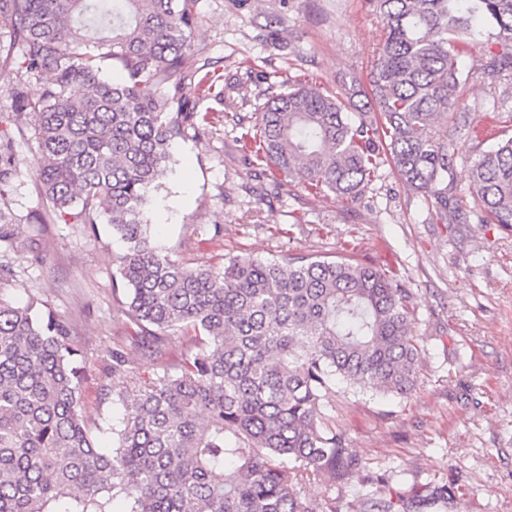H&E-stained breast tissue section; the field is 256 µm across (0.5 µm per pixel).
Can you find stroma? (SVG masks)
I'll return each mask as SVG.
<instances>
[{"label": "stroma", "mask_w": 512, "mask_h": 512, "mask_svg": "<svg viewBox=\"0 0 512 512\" xmlns=\"http://www.w3.org/2000/svg\"><path fill=\"white\" fill-rule=\"evenodd\" d=\"M197 11L191 62L220 80L216 92L195 101L211 126L172 143L169 167L149 194L143 220L155 243L188 263L200 255L182 244L200 227L216 231L213 251L228 257L295 250L335 256L352 243L362 260L398 270L413 293L414 333L423 346L414 390L405 398H354L336 382L333 422L361 468L335 488L304 482L305 497L363 512L367 477L383 474L397 488L455 482L454 503L430 512H512V228L483 223L474 208L465 223H447L388 165L381 181L347 208L331 195L274 188L270 174L245 157L241 128L224 121L226 97L247 94L248 115L297 77H316L332 91L367 86L381 25L366 0H198ZM489 48L482 42L459 60L471 75L465 97L477 126L489 117L490 80L477 69ZM10 88L9 73L1 72L0 128L13 131L11 150L20 164L0 197L17 275L4 297L42 300L75 319L79 344L90 353L84 411L99 428V445L108 448L111 426L124 413L114 388L154 378L158 368L135 349L138 328L122 310L127 293L118 284L124 244L109 225H47L45 264L26 249L35 217L48 204L36 176L38 145L16 132L21 121ZM117 349L128 361L116 369Z\"/></svg>", "instance_id": "obj_1"}]
</instances>
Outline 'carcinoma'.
<instances>
[{"mask_svg":"<svg viewBox=\"0 0 512 512\" xmlns=\"http://www.w3.org/2000/svg\"><path fill=\"white\" fill-rule=\"evenodd\" d=\"M382 25L369 90L378 114L353 118L360 90L298 80L271 96L243 151L311 194L356 202L390 161L402 186L461 222L448 130L470 124L460 49L483 29L499 51L480 69L512 100V0H369ZM196 0H0L18 128L38 144L49 213L29 250L44 260L43 225L104 219L125 242L118 273L141 354L161 374L115 391L124 414L112 452L97 447L82 396L76 323L47 302L1 298L0 512H316L299 486L344 484L361 463L330 422L331 387L407 396L421 348L410 290L397 271L304 252L235 256L194 267L157 246L142 220L172 141L203 130L191 97L218 78L188 65ZM124 81L103 78L104 61ZM53 74L37 98L30 79ZM165 89L155 94L152 88ZM470 169L481 216L512 227V136L492 126ZM190 328L197 350L173 373L160 333ZM365 512H428L452 482L401 490L373 477Z\"/></svg>","mask_w":512,"mask_h":512,"instance_id":"obj_1","label":"carcinoma"}]
</instances>
